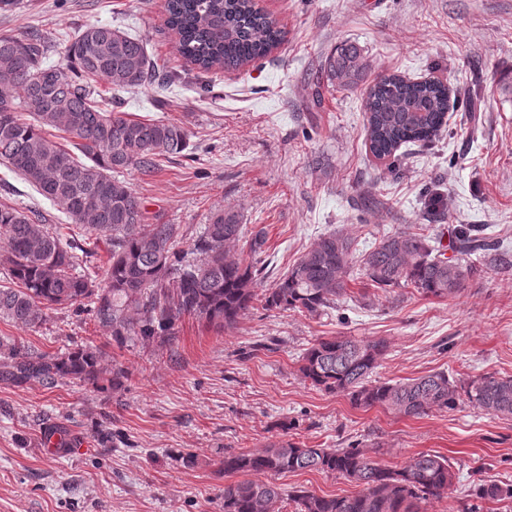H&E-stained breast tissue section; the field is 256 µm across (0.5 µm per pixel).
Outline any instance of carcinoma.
Returning a JSON list of instances; mask_svg holds the SVG:
<instances>
[{
  "label": "carcinoma",
  "instance_id": "cac0c4a2",
  "mask_svg": "<svg viewBox=\"0 0 512 512\" xmlns=\"http://www.w3.org/2000/svg\"><path fill=\"white\" fill-rule=\"evenodd\" d=\"M164 26L176 50L204 72L238 71L261 60L286 39V31L257 0H165ZM54 40L35 29L0 35V164L44 198L61 203L73 227L94 240L82 245L34 211L0 206V317L25 327L41 323L45 311L82 305L93 321L122 343L173 336L186 317L218 328L259 305L264 310L316 315L347 293L354 271L369 286L387 292L412 288L426 297H449L467 287L470 264L447 257L430 235L396 230L355 259L353 240L339 231L320 236L269 288H260L266 237L244 239L237 212L217 209L184 249L181 225L146 215L124 179L130 170L151 177L161 163L190 149L187 131L164 120L133 118L110 108L97 88L169 82L147 43L127 31L89 24L66 48L65 62L47 64ZM367 70L361 48L342 42L322 59L330 85L352 87ZM457 90L440 81H412L398 74L377 78L367 91L366 145L377 159L402 145L435 139L447 123ZM63 134L67 146L55 140ZM459 251L472 255L490 247L461 227ZM110 244L104 280L81 268L100 239ZM245 240L246 252L228 247ZM387 352L384 340L322 337L307 348L299 370L312 386L341 393L356 408L381 407L407 417L457 407L461 397L488 415L512 418V376L486 375L459 383L443 372L391 384L372 378ZM97 383V350L77 347L61 354L35 353L11 345L0 364V380L35 381L52 388L62 380ZM224 512H421L441 498L455 473L445 457L419 453L400 466L377 459L358 442L345 448H303L272 443L262 450L224 453ZM319 471L361 486L348 496H319L303 488L287 491L255 475ZM480 501L512 500V485L483 483Z\"/></svg>",
  "mask_w": 512,
  "mask_h": 512
}]
</instances>
